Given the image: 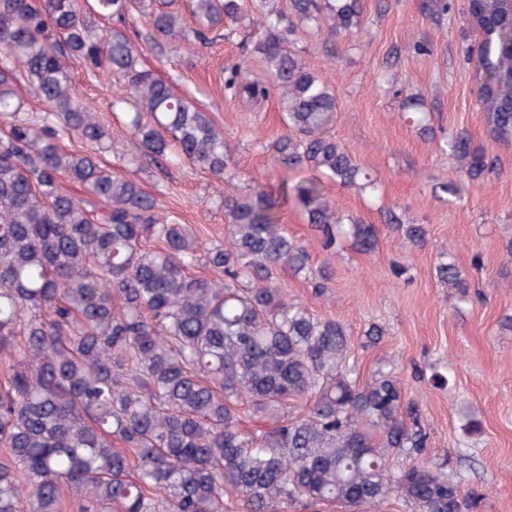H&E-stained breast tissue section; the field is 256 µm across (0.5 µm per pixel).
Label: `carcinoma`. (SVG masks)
<instances>
[{
    "instance_id": "cac0c4a2",
    "label": "carcinoma",
    "mask_w": 512,
    "mask_h": 512,
    "mask_svg": "<svg viewBox=\"0 0 512 512\" xmlns=\"http://www.w3.org/2000/svg\"><path fill=\"white\" fill-rule=\"evenodd\" d=\"M173 0H0V512H285L297 503H336L375 512L390 496L411 512H468L459 477L414 463L429 435L401 382L380 371L360 385L338 320L284 300L278 270L318 290L326 268L282 231L299 203L322 248L350 236L362 251L375 227L339 212L322 177L375 190V181L333 136L336 96L288 48L291 19L332 32L361 25L359 0H261L266 36L253 45L262 76L225 88L250 99L277 87L287 132L264 146L306 176L273 194L218 193L227 242L203 246L163 217L133 176H114L96 156L69 152L65 135L103 151L109 136L74 92L70 64L115 78L130 104L126 128L140 155L189 162L217 180L234 168L232 147L207 113L146 67L127 19L149 17L166 40L186 38ZM96 15L115 24L91 31ZM248 0H192L201 41L226 23L243 25ZM463 21L481 28L478 100L498 141L512 140V13L499 0H468ZM27 88L46 104L24 115ZM459 177L494 170L487 148L459 133L449 144ZM77 185L104 202L74 195ZM387 223L421 247L426 230ZM203 264L220 276L193 273ZM436 278L463 301L468 284L448 253ZM305 398L295 415L288 401ZM272 428L246 434L241 410Z\"/></svg>"
}]
</instances>
